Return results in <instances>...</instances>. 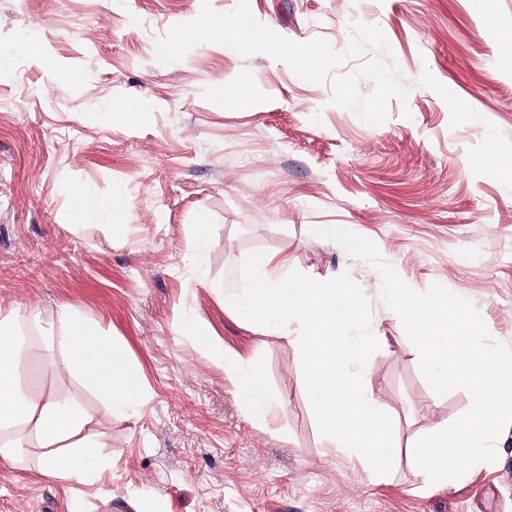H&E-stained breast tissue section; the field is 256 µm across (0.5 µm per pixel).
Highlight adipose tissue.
<instances>
[{
	"instance_id": "1",
	"label": "adipose tissue",
	"mask_w": 512,
	"mask_h": 512,
	"mask_svg": "<svg viewBox=\"0 0 512 512\" xmlns=\"http://www.w3.org/2000/svg\"><path fill=\"white\" fill-rule=\"evenodd\" d=\"M18 318H0V430L32 426L43 453L39 470L48 477L76 482L96 478L105 453L88 433L93 418L77 397L31 399L22 393L17 370L26 352ZM66 368L101 395L104 413L138 407L143 391L124 350L103 336L91 320L72 313L65 332ZM224 367L237 379L244 408L267 417L282 408L259 369L237 355L224 356Z\"/></svg>"
}]
</instances>
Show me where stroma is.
Masks as SVG:
<instances>
[{
	"label": "stroma",
	"instance_id": "35a3bbf8",
	"mask_svg": "<svg viewBox=\"0 0 512 512\" xmlns=\"http://www.w3.org/2000/svg\"><path fill=\"white\" fill-rule=\"evenodd\" d=\"M249 3L282 36L339 51L351 21L380 26L407 100L371 125L332 104L330 83L264 53L202 43L160 63L157 40L201 0H0V317L53 324H22L18 383L34 399L79 395L112 450L98 478H47L23 432L18 464L0 463V512H512V432L459 487L425 492L405 462L371 482L329 455L296 348L224 305L254 251L314 278L349 273L387 338L368 382L400 443L469 408L467 391L431 389L378 272L311 230L369 238L411 288L470 300L512 346V45L499 40L512 0ZM132 103L143 110L129 122ZM115 197L129 207L121 225L104 209ZM71 311L126 351L144 391L136 410L104 414L63 366ZM191 322L260 369L283 403L275 417L241 406Z\"/></svg>",
	"mask_w": 512,
	"mask_h": 512
}]
</instances>
